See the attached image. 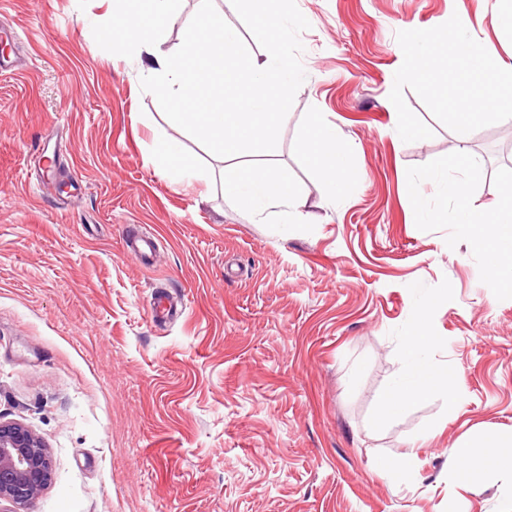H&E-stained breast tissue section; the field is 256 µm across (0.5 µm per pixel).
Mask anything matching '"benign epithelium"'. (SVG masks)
Masks as SVG:
<instances>
[{"label": "benign epithelium", "mask_w": 512, "mask_h": 512, "mask_svg": "<svg viewBox=\"0 0 512 512\" xmlns=\"http://www.w3.org/2000/svg\"><path fill=\"white\" fill-rule=\"evenodd\" d=\"M51 479L52 463L42 440L18 423L0 421V501L25 508Z\"/></svg>", "instance_id": "benign-epithelium-1"}]
</instances>
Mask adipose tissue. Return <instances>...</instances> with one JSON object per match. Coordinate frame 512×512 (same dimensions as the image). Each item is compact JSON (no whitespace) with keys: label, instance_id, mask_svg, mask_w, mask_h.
I'll return each mask as SVG.
<instances>
[{"label":"adipose tissue","instance_id":"ef3b65f1","mask_svg":"<svg viewBox=\"0 0 512 512\" xmlns=\"http://www.w3.org/2000/svg\"><path fill=\"white\" fill-rule=\"evenodd\" d=\"M175 2L111 0L113 12L123 14L127 27L125 37L114 44V52L123 56L138 55L155 47L161 31L174 25L179 18ZM302 152L306 157L317 160L321 195L327 200H335L352 178L351 152L337 139L335 128H322L319 136L306 138ZM432 343V338L426 336H406L405 363L377 405L376 422L392 419L411 404L429 399L444 400L451 396L447 379L436 371L428 356Z\"/></svg>","mask_w":512,"mask_h":512}]
</instances>
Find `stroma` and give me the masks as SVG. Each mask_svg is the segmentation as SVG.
Returning <instances> with one entry per match:
<instances>
[{
	"label": "stroma",
	"mask_w": 512,
	"mask_h": 512,
	"mask_svg": "<svg viewBox=\"0 0 512 512\" xmlns=\"http://www.w3.org/2000/svg\"><path fill=\"white\" fill-rule=\"evenodd\" d=\"M296 5L305 80L266 159L315 228L284 237L225 199L223 157L143 91L154 57L115 58L106 0H0V419L42 439L53 471L30 512H512L511 478L458 480L476 437L512 431V299L490 295L468 243L413 221L406 170L453 131L408 89L433 136L389 132L397 32L456 14L512 62L500 2ZM320 121L353 149L333 205L300 150ZM161 141L212 169L209 188L157 165ZM469 146L486 206L512 123ZM134 229L159 238L143 263ZM414 288L433 298L419 324ZM158 299L177 316L153 319ZM413 327L437 337L456 397L373 426Z\"/></svg>",
	"instance_id": "35a3bbf8"
}]
</instances>
